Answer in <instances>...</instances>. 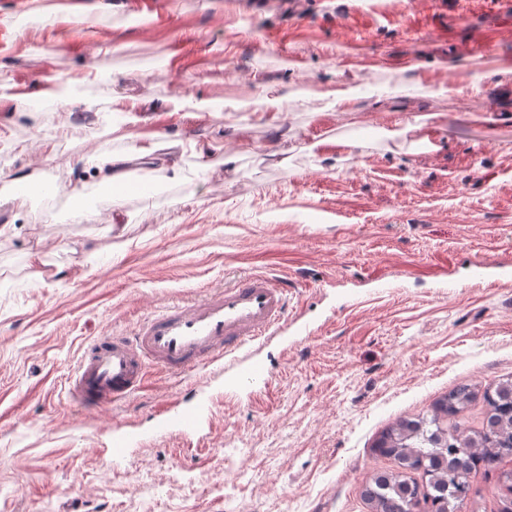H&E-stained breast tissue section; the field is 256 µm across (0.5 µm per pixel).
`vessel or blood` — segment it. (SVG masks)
Returning <instances> with one entry per match:
<instances>
[{"label": "vessel or blood", "mask_w": 512, "mask_h": 512, "mask_svg": "<svg viewBox=\"0 0 512 512\" xmlns=\"http://www.w3.org/2000/svg\"><path fill=\"white\" fill-rule=\"evenodd\" d=\"M288 287L280 279L249 274L174 304L149 317L133 336L92 340L75 368L67 391L74 406L104 416L137 392L148 367L175 374L197 368L223 375L224 391L236 397L261 396L270 385L260 357L262 346L288 331ZM213 416V398L176 402L156 416L154 434L203 435ZM108 456L121 463L141 443L139 433L115 425Z\"/></svg>", "instance_id": "b4317fda"}]
</instances>
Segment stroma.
Here are the masks:
<instances>
[{"mask_svg": "<svg viewBox=\"0 0 512 512\" xmlns=\"http://www.w3.org/2000/svg\"><path fill=\"white\" fill-rule=\"evenodd\" d=\"M88 43L119 45L104 60L116 94L153 116L130 138L101 112H45L34 127L20 111L47 77L83 81ZM452 56L464 70L447 71ZM505 59L512 0H306L298 14L283 0H0V70L14 78L0 104V512H367L366 478L393 468L373 450L383 431L459 383L512 377ZM149 65L169 79L146 76ZM257 73L289 93L279 116L259 111ZM174 80L218 111L189 125L170 114ZM441 81L462 94L431 95ZM341 83L362 89L355 111L334 107ZM187 127L213 169L200 176L189 151L175 179L134 166L151 192L121 191L124 231L110 232V212L88 204L100 154ZM33 138L54 141L56 159L36 165L8 147ZM11 176L28 179L24 210L9 201ZM45 184L59 190L52 221L40 218ZM34 251L45 273L66 272L61 286L32 278ZM261 272L287 283L289 315L313 330L263 347L268 393L251 404L221 395L207 370L151 371L114 408L148 441L112 465L109 434L66 397L88 343ZM196 388L219 400L216 450L194 458L186 439L149 432L167 400ZM506 473L512 457L473 473L465 512H499Z\"/></svg>", "mask_w": 512, "mask_h": 512, "instance_id": "obj_1", "label": "stroma"}]
</instances>
